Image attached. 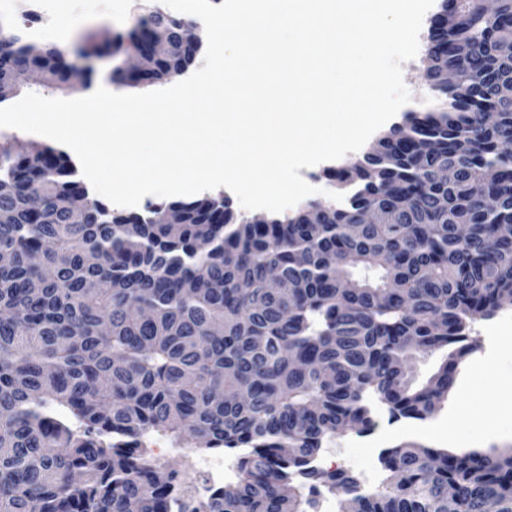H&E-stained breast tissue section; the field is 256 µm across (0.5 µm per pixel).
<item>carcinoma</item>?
I'll return each instance as SVG.
<instances>
[{"mask_svg":"<svg viewBox=\"0 0 512 512\" xmlns=\"http://www.w3.org/2000/svg\"><path fill=\"white\" fill-rule=\"evenodd\" d=\"M139 9L124 33L69 42L0 20V105L33 71L73 88L75 58L111 63L119 88L191 67L184 20ZM158 41L174 51L149 81L120 72ZM426 53L456 73L431 83L447 105L407 113L336 168L342 200L286 221L209 195L118 212L66 151L0 142V512H171L186 481L145 454L154 434L234 456L238 477L190 512H316L322 486L347 495L339 512H512V448L407 441L380 453L375 488L317 466L380 409L433 416L478 348L469 324L512 299V0H440ZM440 349L415 384L411 360Z\"/></svg>","mask_w":512,"mask_h":512,"instance_id":"carcinoma-1","label":"carcinoma"}]
</instances>
